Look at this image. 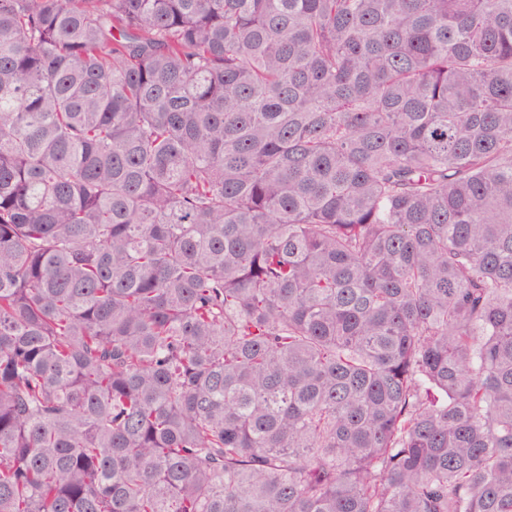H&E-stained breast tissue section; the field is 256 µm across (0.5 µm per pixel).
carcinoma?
<instances>
[{
  "instance_id": "1",
  "label": "carcinoma",
  "mask_w": 512,
  "mask_h": 512,
  "mask_svg": "<svg viewBox=\"0 0 512 512\" xmlns=\"http://www.w3.org/2000/svg\"><path fill=\"white\" fill-rule=\"evenodd\" d=\"M0 512H512V0H0Z\"/></svg>"
}]
</instances>
